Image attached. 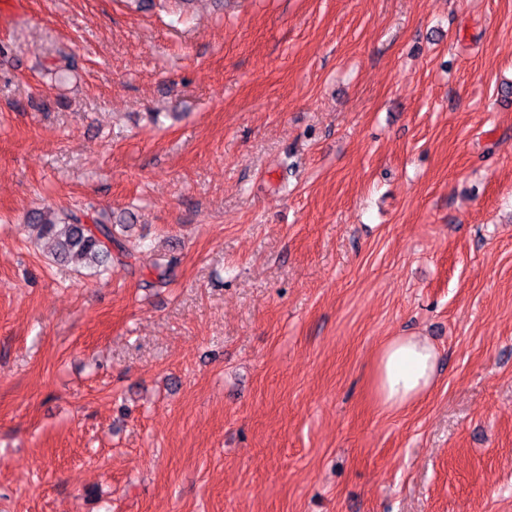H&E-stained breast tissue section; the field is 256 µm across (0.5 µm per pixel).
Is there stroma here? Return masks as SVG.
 <instances>
[{"instance_id":"35a3bbf8","label":"stroma","mask_w":512,"mask_h":512,"mask_svg":"<svg viewBox=\"0 0 512 512\" xmlns=\"http://www.w3.org/2000/svg\"><path fill=\"white\" fill-rule=\"evenodd\" d=\"M510 82L512 0L0 12V512H512ZM30 220L37 225L40 236L54 242V262L72 263L104 276L110 270L109 262L114 260L113 247L122 257L135 255L133 249L115 236L113 225L103 214L90 216L82 208L63 207L57 212H36ZM438 352L425 336H394L379 351L375 393L389 408H403L424 395L437 375Z\"/></svg>"}]
</instances>
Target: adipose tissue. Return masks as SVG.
I'll list each match as a JSON object with an SVG mask.
<instances>
[{
	"label": "adipose tissue",
	"mask_w": 512,
	"mask_h": 512,
	"mask_svg": "<svg viewBox=\"0 0 512 512\" xmlns=\"http://www.w3.org/2000/svg\"><path fill=\"white\" fill-rule=\"evenodd\" d=\"M437 361V349L426 337L391 338L375 361L373 383L378 399L396 409L413 403L433 386Z\"/></svg>",
	"instance_id": "obj_1"
}]
</instances>
